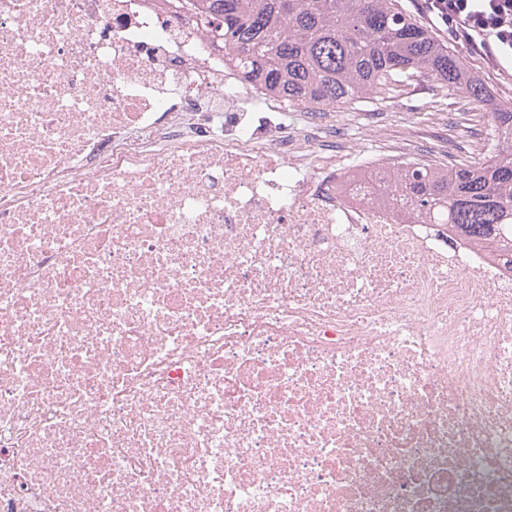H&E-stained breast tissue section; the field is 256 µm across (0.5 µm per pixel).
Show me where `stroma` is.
<instances>
[{"mask_svg": "<svg viewBox=\"0 0 512 512\" xmlns=\"http://www.w3.org/2000/svg\"><path fill=\"white\" fill-rule=\"evenodd\" d=\"M403 2L438 40L460 55L470 70L495 88L499 101L512 102V61L493 60L465 41L451 37L446 29L430 20L424 0ZM347 110L355 122L392 127L405 160L428 148L435 160L473 163L488 157L489 145L495 139L481 108L467 104L462 94L437 88L432 80L423 77L389 85L380 99L351 103ZM460 110L466 113L465 129L452 142L448 139V115Z\"/></svg>", "mask_w": 512, "mask_h": 512, "instance_id": "obj_1", "label": "stroma"}]
</instances>
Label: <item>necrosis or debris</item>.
Wrapping results in <instances>:
<instances>
[{
	"mask_svg": "<svg viewBox=\"0 0 512 512\" xmlns=\"http://www.w3.org/2000/svg\"><path fill=\"white\" fill-rule=\"evenodd\" d=\"M366 138L172 0H0V512H512V267Z\"/></svg>",
	"mask_w": 512,
	"mask_h": 512,
	"instance_id": "necrosis-or-debris-1",
	"label": "necrosis or debris"
}]
</instances>
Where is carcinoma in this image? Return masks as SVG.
Here are the masks:
<instances>
[{"label":"carcinoma","instance_id":"carcinoma-1","mask_svg":"<svg viewBox=\"0 0 512 512\" xmlns=\"http://www.w3.org/2000/svg\"><path fill=\"white\" fill-rule=\"evenodd\" d=\"M240 78L288 105L329 108L373 97L390 81L427 75L488 110L496 151L480 165L412 162L399 200L489 241L512 265V104L438 41L400 0H177Z\"/></svg>","mask_w":512,"mask_h":512}]
</instances>
